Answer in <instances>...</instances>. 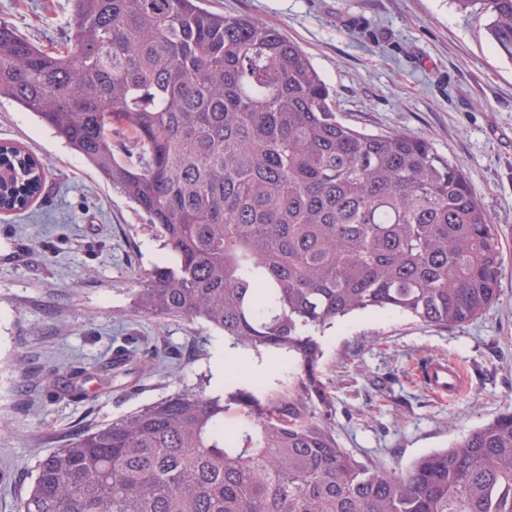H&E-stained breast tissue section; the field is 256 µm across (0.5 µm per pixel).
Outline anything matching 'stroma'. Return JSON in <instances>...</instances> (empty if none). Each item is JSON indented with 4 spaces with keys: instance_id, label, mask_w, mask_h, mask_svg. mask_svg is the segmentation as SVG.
<instances>
[{
    "instance_id": "stroma-1",
    "label": "stroma",
    "mask_w": 512,
    "mask_h": 512,
    "mask_svg": "<svg viewBox=\"0 0 512 512\" xmlns=\"http://www.w3.org/2000/svg\"><path fill=\"white\" fill-rule=\"evenodd\" d=\"M298 43L336 91L337 115L368 132L426 138L460 163L496 224L497 302L481 317L436 327L368 310L320 335L327 403L313 413L338 447L389 473L449 447L512 409V63L483 20L453 0H207ZM68 0H0V22L34 43L64 40ZM33 152L48 176L26 210L0 214V512H16L36 466L78 432L110 423L182 388L224 385L238 371L261 392L287 386L286 356L234 348L198 321L134 311L145 271L163 256L143 214L32 113L0 99V142ZM157 352L106 376L123 342ZM429 356L456 364L466 387L441 400L421 383ZM81 369L83 400L50 392L49 376Z\"/></svg>"
}]
</instances>
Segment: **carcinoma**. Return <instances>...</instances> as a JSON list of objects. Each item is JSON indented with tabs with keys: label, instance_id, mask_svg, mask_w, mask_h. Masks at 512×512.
<instances>
[{
	"label": "carcinoma",
	"instance_id": "obj_1",
	"mask_svg": "<svg viewBox=\"0 0 512 512\" xmlns=\"http://www.w3.org/2000/svg\"><path fill=\"white\" fill-rule=\"evenodd\" d=\"M51 49L0 23V98L81 154L170 255L137 312L201 320L233 348L285 355L257 395L185 388L41 459L17 512H512V409L390 474L336 446L316 332L367 309L453 326L497 301L496 225L461 166L400 131L366 133L279 30L204 0H70ZM512 63V0H455ZM121 123L132 137L112 132ZM0 213L43 164L0 145ZM244 418L237 429L224 418Z\"/></svg>",
	"mask_w": 512,
	"mask_h": 512
}]
</instances>
